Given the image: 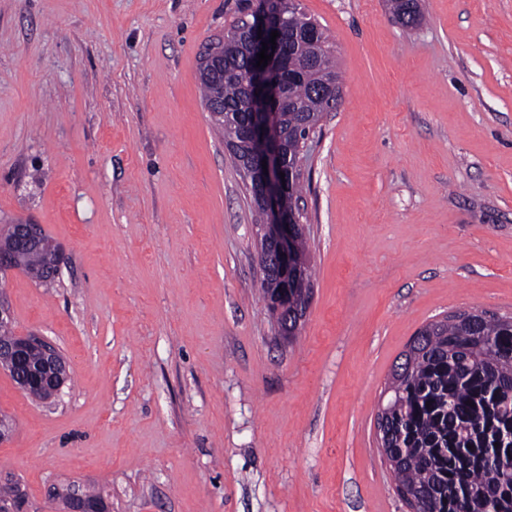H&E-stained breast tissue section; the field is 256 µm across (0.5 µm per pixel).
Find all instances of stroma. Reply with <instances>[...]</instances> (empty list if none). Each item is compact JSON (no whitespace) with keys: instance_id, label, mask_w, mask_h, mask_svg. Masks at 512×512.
Wrapping results in <instances>:
<instances>
[{"instance_id":"obj_1","label":"stroma","mask_w":512,"mask_h":512,"mask_svg":"<svg viewBox=\"0 0 512 512\" xmlns=\"http://www.w3.org/2000/svg\"><path fill=\"white\" fill-rule=\"evenodd\" d=\"M342 103L305 154V322L278 335L242 177L196 79L256 0H0V225H42L53 285L0 274L54 343L55 401L0 370V443L38 512H409L377 413L414 333L512 316V0H294ZM87 499V501L97 506L99 504H102L103 508H105L108 512L109 510V503L106 502V499L104 496H102L100 493H97L95 491H83L81 492ZM79 490H76V492L72 493L70 498L64 503V509L65 512H85L87 509V506L85 504L84 498Z\"/></svg>"}]
</instances>
